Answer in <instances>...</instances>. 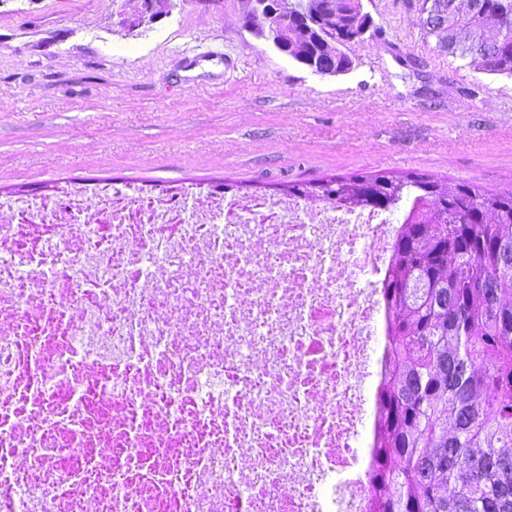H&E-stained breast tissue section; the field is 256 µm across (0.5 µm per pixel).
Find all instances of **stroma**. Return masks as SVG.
Instances as JSON below:
<instances>
[{"label": "stroma", "instance_id": "1", "mask_svg": "<svg viewBox=\"0 0 512 512\" xmlns=\"http://www.w3.org/2000/svg\"><path fill=\"white\" fill-rule=\"evenodd\" d=\"M373 35L318 76L241 23L245 0H0V193L58 183L233 186L430 174L512 190V79L450 57L416 0H363ZM174 1L177 0H142L140 15L135 20L122 19L119 23L124 28L138 27L143 22H153L156 19L167 16L173 6Z\"/></svg>", "mask_w": 512, "mask_h": 512}]
</instances>
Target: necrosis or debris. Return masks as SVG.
Returning a JSON list of instances; mask_svg holds the SVG:
<instances>
[{
	"mask_svg": "<svg viewBox=\"0 0 512 512\" xmlns=\"http://www.w3.org/2000/svg\"><path fill=\"white\" fill-rule=\"evenodd\" d=\"M397 233L220 185L0 196V512H369Z\"/></svg>",
	"mask_w": 512,
	"mask_h": 512,
	"instance_id": "1",
	"label": "necrosis or debris"
}]
</instances>
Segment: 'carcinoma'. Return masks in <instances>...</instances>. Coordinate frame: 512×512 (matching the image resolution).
<instances>
[{
    "mask_svg": "<svg viewBox=\"0 0 512 512\" xmlns=\"http://www.w3.org/2000/svg\"><path fill=\"white\" fill-rule=\"evenodd\" d=\"M335 4V19L294 15L288 59L316 58L372 18ZM460 3L449 27L492 34L448 44L491 75L512 77V0ZM288 194L341 206L404 209L383 279L390 368L368 483L372 512H512V192L452 187L411 173L294 183ZM509 461L503 465V461Z\"/></svg>",
    "mask_w": 512,
    "mask_h": 512,
    "instance_id": "1",
    "label": "carcinoma"
}]
</instances>
